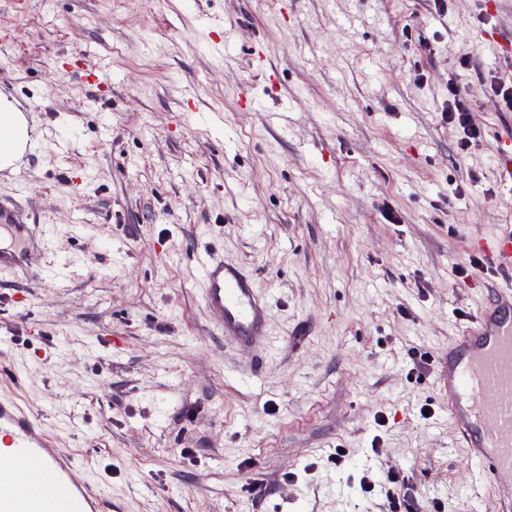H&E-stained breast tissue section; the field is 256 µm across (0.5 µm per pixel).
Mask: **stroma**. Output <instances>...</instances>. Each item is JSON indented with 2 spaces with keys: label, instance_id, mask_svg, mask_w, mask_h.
<instances>
[{
  "label": "stroma",
  "instance_id": "stroma-1",
  "mask_svg": "<svg viewBox=\"0 0 512 512\" xmlns=\"http://www.w3.org/2000/svg\"><path fill=\"white\" fill-rule=\"evenodd\" d=\"M490 29L512 0H0V94L70 141L0 173L46 246L37 277L0 273V391L103 512H388L360 481L391 472L407 512H466L439 374L512 289L470 265L512 220ZM209 249L271 297L259 375L202 311ZM448 92V109L442 112V118L448 123L458 125L463 130L466 140L462 141V145L466 146L470 139H476L480 136V131L470 124V107L467 100L457 89L451 86H449ZM496 169L500 183L512 186V128L498 140Z\"/></svg>",
  "mask_w": 512,
  "mask_h": 512
}]
</instances>
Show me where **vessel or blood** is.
<instances>
[{"instance_id":"vessel-or-blood-1","label":"vessel or blood","mask_w":512,"mask_h":512,"mask_svg":"<svg viewBox=\"0 0 512 512\" xmlns=\"http://www.w3.org/2000/svg\"><path fill=\"white\" fill-rule=\"evenodd\" d=\"M57 132L47 128L40 140L24 139L14 113L0 111V167L17 155L32 156L59 146ZM500 183L512 185V129L500 137L496 152ZM39 227L25 223L15 202L0 197V272L25 274L41 255ZM487 262L512 272V225L478 241ZM203 285L202 310L224 344L259 369L274 348L271 306L256 286L253 272L207 252L197 259ZM448 414L474 466L472 491L496 485L512 473V292L497 296L462 329L448 347ZM0 442L12 462L0 465V512H101L104 494L77 479V466L31 413L10 397L0 396ZM31 479L24 490L14 487L16 467Z\"/></svg>"}]
</instances>
